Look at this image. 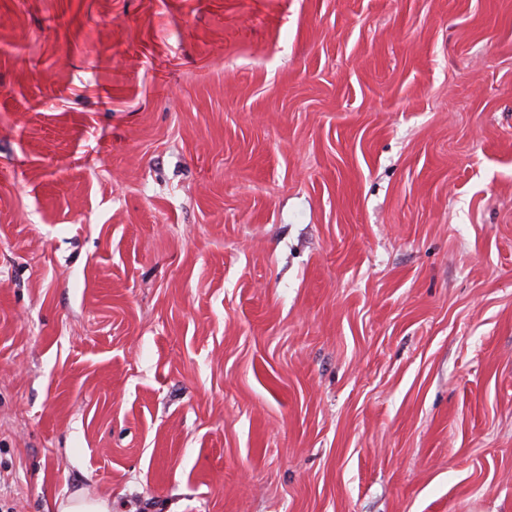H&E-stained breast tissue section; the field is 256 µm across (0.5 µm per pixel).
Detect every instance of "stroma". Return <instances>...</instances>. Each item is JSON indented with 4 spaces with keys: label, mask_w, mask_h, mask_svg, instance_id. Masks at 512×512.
<instances>
[{
    "label": "stroma",
    "mask_w": 512,
    "mask_h": 512,
    "mask_svg": "<svg viewBox=\"0 0 512 512\" xmlns=\"http://www.w3.org/2000/svg\"><path fill=\"white\" fill-rule=\"evenodd\" d=\"M512 512V0H0V512ZM56 512H112V504L107 499L76 494L56 504Z\"/></svg>",
    "instance_id": "obj_1"
}]
</instances>
